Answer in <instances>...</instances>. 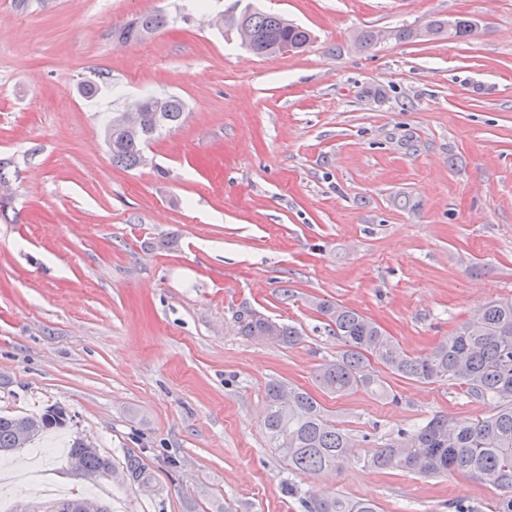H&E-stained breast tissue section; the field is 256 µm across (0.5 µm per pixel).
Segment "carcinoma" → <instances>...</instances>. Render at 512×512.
Instances as JSON below:
<instances>
[{
    "label": "carcinoma",
    "instance_id": "cac0c4a2",
    "mask_svg": "<svg viewBox=\"0 0 512 512\" xmlns=\"http://www.w3.org/2000/svg\"><path fill=\"white\" fill-rule=\"evenodd\" d=\"M227 30L249 34L245 48L257 56L280 53L288 45L300 51L313 41L312 33L282 16L247 6L238 13L222 16ZM169 24L167 14L157 11L136 16L114 31L121 41L136 43L158 33ZM397 41L439 39L445 35L468 39L476 35L471 19L457 17L453 24L433 19L424 28L402 27L391 31ZM141 120L134 131H115L106 141L112 164L123 169L143 167L148 147L163 133L177 127L185 104L167 95L162 101L149 97L141 101ZM317 310L327 318L329 331L342 340L345 350L339 358L323 364L315 384L328 394L343 395L358 389H385L374 374L377 363L391 374L422 383L447 380L459 385L473 399H490L495 411L468 426H460L446 414L435 415L409 434L384 444L369 462L384 470H401L421 477L472 475L499 492L495 512H512V298L491 300L480 306L460 329L437 344L431 352L415 357L379 324L365 315L340 305L319 302ZM245 336H267L282 345H296L302 333L294 325L276 322L252 309L237 314ZM33 426L21 438V424ZM66 424L60 407L41 414L12 416L0 413V457L7 458L28 447L39 436ZM264 426L270 447L277 450L288 469L300 476L333 471L351 460L353 437L340 430L325 414L322 403L299 386L272 381L266 389ZM68 468H80L89 478L112 476V459L82 439L72 442ZM129 484L147 488L153 476L142 459L129 454L123 466ZM84 501L93 512H109L95 495L56 498L34 505V512H66L65 506ZM306 512H378L375 501H351L340 496L323 497L314 493L302 498Z\"/></svg>",
    "mask_w": 512,
    "mask_h": 512
}]
</instances>
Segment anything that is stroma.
I'll return each mask as SVG.
<instances>
[{
	"label": "stroma",
	"mask_w": 512,
	"mask_h": 512,
	"mask_svg": "<svg viewBox=\"0 0 512 512\" xmlns=\"http://www.w3.org/2000/svg\"><path fill=\"white\" fill-rule=\"evenodd\" d=\"M252 3L314 42L256 56L199 26L193 0H0V412L68 414L14 458L79 496L66 446L97 443L112 512H304L289 483L379 512H493L479 478L363 463L434 415L492 413L454 383L381 368L387 395L318 393L355 459L307 478L269 448L262 410L270 380L318 392L342 351L316 302L423 355L512 296V0ZM157 10L164 33L118 43L114 29ZM462 15L476 38L352 45ZM153 94L179 96L183 123L151 166H114L106 115ZM244 307L301 342L242 336ZM130 453L154 490L123 481Z\"/></svg>",
	"instance_id": "1"
}]
</instances>
